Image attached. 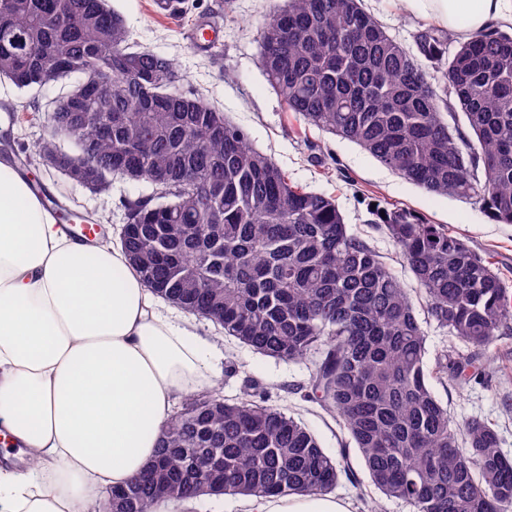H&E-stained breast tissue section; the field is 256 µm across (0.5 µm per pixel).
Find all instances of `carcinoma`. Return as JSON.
Instances as JSON below:
<instances>
[{
	"instance_id": "cac0c4a2",
	"label": "carcinoma",
	"mask_w": 512,
	"mask_h": 512,
	"mask_svg": "<svg viewBox=\"0 0 512 512\" xmlns=\"http://www.w3.org/2000/svg\"><path fill=\"white\" fill-rule=\"evenodd\" d=\"M416 46L393 39L362 0H288L261 32L265 72L290 111L426 191L512 224V33L493 26L455 44L429 28ZM71 75L87 83L53 102L35 154L90 190L127 175L152 187L126 203L121 237L145 288L259 354L315 356L312 398L372 484L412 512H512L497 426L454 422L431 386L476 379L512 327V290L490 261L409 211L375 212L428 315L466 344L429 370L413 300L335 200L292 184L223 111L181 87L172 59L131 46L108 0H0V79L25 89ZM53 205L61 224L104 237L93 216ZM219 398L217 388L185 398L151 467L112 489L123 512H153L158 489L184 503L203 483L269 497L356 480L348 448L327 454L268 396L215 409Z\"/></svg>"
}]
</instances>
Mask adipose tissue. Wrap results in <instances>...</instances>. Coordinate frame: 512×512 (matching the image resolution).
I'll return each mask as SVG.
<instances>
[{"label": "adipose tissue", "mask_w": 512, "mask_h": 512, "mask_svg": "<svg viewBox=\"0 0 512 512\" xmlns=\"http://www.w3.org/2000/svg\"><path fill=\"white\" fill-rule=\"evenodd\" d=\"M462 37L512 0H404ZM209 342L163 314L122 247L57 224L0 162V512H88L155 458L175 402L210 383ZM254 512H349L331 495Z\"/></svg>", "instance_id": "1"}]
</instances>
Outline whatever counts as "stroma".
I'll return each mask as SVG.
<instances>
[{
	"label": "stroma",
	"instance_id": "stroma-1",
	"mask_svg": "<svg viewBox=\"0 0 512 512\" xmlns=\"http://www.w3.org/2000/svg\"><path fill=\"white\" fill-rule=\"evenodd\" d=\"M286 0H187L180 16L165 14L157 0H111L124 19L132 42L174 59L180 74L207 102L223 110L242 128L253 147L270 156L290 181L305 189L332 196L350 230L365 240L395 269L408 290L416 284L398 249L384 228L372 222V209H403L428 224H437L465 240L486 257L508 288L512 289V224L491 220L480 204L427 192L402 179L360 147L316 127L290 112L270 85L261 58V31L266 20ZM369 11L389 34L407 48L425 28L429 18L403 10L400 0H364ZM219 19L223 27L219 45L204 50L194 46L188 31L198 23ZM71 86L63 80L31 90L0 82V113L11 110L20 116L13 128L15 147H29L46 132V114L53 101ZM31 174L40 177L49 194L68 206L90 212L105 225L111 243H118L124 222L122 201L149 193L147 183L114 178L109 189L92 191L34 160ZM201 336L214 345L217 368L213 385L232 400L250 388L266 392L273 404L288 410L317 438L324 451L338 455L342 446L335 420L318 404L308 401L313 370L311 360L286 361L255 353L209 320L193 317ZM512 332L498 338L488 353L500 374L489 375L486 384L470 383L459 388L434 384L437 397L455 420L481 416L495 422L501 434L502 451L512 456V382L502 373H512ZM350 463L359 483L341 480L334 494L349 503L351 512H411L397 499L379 493L369 482L358 453Z\"/></svg>",
	"mask_w": 512,
	"mask_h": 512
}]
</instances>
